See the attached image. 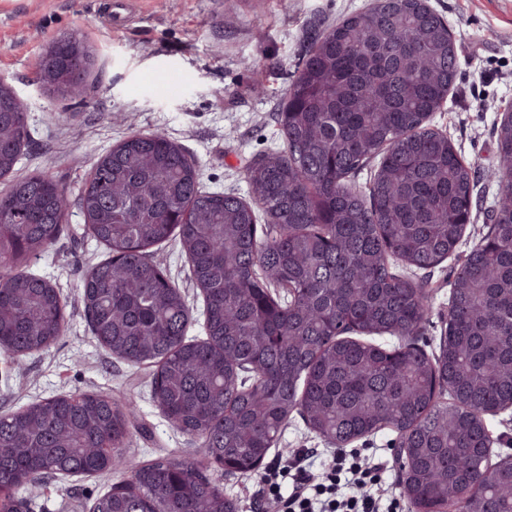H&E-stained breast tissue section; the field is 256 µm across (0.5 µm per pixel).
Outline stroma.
Instances as JSON below:
<instances>
[{
	"label": "stroma",
	"mask_w": 512,
	"mask_h": 512,
	"mask_svg": "<svg viewBox=\"0 0 512 512\" xmlns=\"http://www.w3.org/2000/svg\"><path fill=\"white\" fill-rule=\"evenodd\" d=\"M114 0H0V76L11 83L27 109L31 144L12 176L0 178V193L12 178L51 173L77 199L93 165L113 145L137 133L162 131L195 158L203 190L247 194L245 169L282 145L276 114L292 75L324 28L370 6L372 0H131L113 21ZM456 39L457 75L447 100L433 113V128L448 137L476 170L475 206L463 240L478 243L491 230L489 214L501 188L496 127L512 112V0H427ZM69 34L94 48L95 82L87 100H61L39 82L34 59ZM267 74L265 93L254 89V67ZM152 259L180 287L194 323L187 336L200 340L204 302L178 238L152 247ZM108 257L85 234L84 218L71 208L57 241L30 260L28 270L49 280L65 307V331L24 369L0 357V413L57 395L85 392L135 400V428L126 444L133 462L157 457L189 459L194 441L172 429L151 400L155 373L148 364L113 359L93 336L84 317L86 271ZM463 260L448 257L424 278L431 309L417 345L436 356L448 322L450 283ZM395 433L357 440L376 452L386 471L378 493L400 495ZM313 448L319 460L335 446L319 439L293 416L270 449L267 464ZM239 512H261L266 487L260 471L227 474L210 470ZM129 477L115 466L93 477H47L35 493H20L24 512H90L94 501Z\"/></svg>",
	"instance_id": "stroma-1"
}]
</instances>
